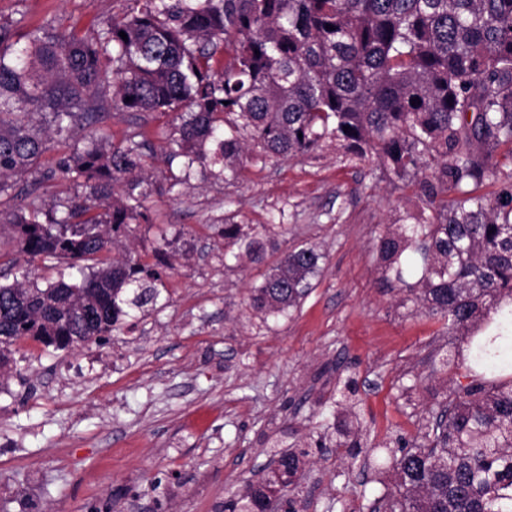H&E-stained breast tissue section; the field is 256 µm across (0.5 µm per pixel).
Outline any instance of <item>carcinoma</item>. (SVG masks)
Segmentation results:
<instances>
[{
    "mask_svg": "<svg viewBox=\"0 0 512 512\" xmlns=\"http://www.w3.org/2000/svg\"><path fill=\"white\" fill-rule=\"evenodd\" d=\"M132 2L91 36L21 18L0 23V230L31 260L83 263L78 283L0 284V368L19 339L57 349L93 343L121 332L130 311L157 304L159 255L152 264L99 259L148 222L141 134L119 146L93 135L59 161L55 172L108 200L101 209L78 195L49 210L1 202L16 199L10 179L36 166L51 141L95 122L92 97L103 83L117 111L180 113L166 150L188 170L219 176L249 143L283 158L333 142L359 159L377 155L419 186L423 203L414 223L379 235L383 283L415 296L455 334L473 337L502 314L506 330L476 347L480 365L502 364L499 339L512 334V309L503 311L512 303V203L480 188L498 150L512 155V0ZM220 52L230 56L224 66ZM116 184L125 195L114 196ZM269 231L226 224L225 247L262 263ZM321 259L311 245L288 251L250 307L288 315ZM304 456L282 454L271 476L228 507L256 512L261 502L279 512L267 491L298 481ZM387 470L392 488L375 512H512V381L475 383L440 404L427 443Z\"/></svg>",
    "mask_w": 512,
    "mask_h": 512,
    "instance_id": "carcinoma-1",
    "label": "carcinoma"
}]
</instances>
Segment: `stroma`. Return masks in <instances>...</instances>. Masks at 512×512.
<instances>
[{
  "instance_id": "obj_1",
  "label": "stroma",
  "mask_w": 512,
  "mask_h": 512,
  "mask_svg": "<svg viewBox=\"0 0 512 512\" xmlns=\"http://www.w3.org/2000/svg\"><path fill=\"white\" fill-rule=\"evenodd\" d=\"M130 0H0V23L81 35L123 15ZM98 121L78 128L118 144L133 131L154 172L148 223L126 241L132 257L170 264L154 310L121 333L57 350L30 338L0 370V512H224L260 480L270 445H308L304 477L280 488L302 512H369L387 484L384 450L422 443L438 403L478 379L468 338L381 287L376 244L385 225L413 222L420 189L386 175L376 156L352 159L326 144L299 158L252 148L221 177L165 160L172 112H118L100 98ZM70 146L57 144L16 188L45 207L79 192L44 179ZM281 224L266 260L224 254V226ZM322 253L314 287L287 317L252 310L248 297L295 246ZM456 366L441 369L447 354ZM357 390L338 406L347 379ZM362 421V448L335 439L345 407Z\"/></svg>"
}]
</instances>
